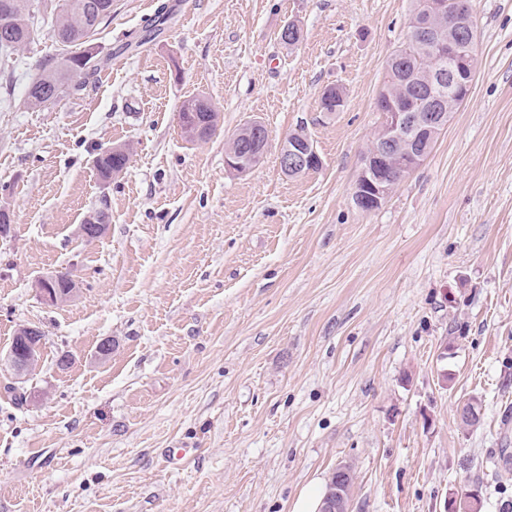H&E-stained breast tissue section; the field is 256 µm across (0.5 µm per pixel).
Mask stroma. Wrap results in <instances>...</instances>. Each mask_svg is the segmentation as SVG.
<instances>
[{
  "label": "stroma",
  "mask_w": 512,
  "mask_h": 512,
  "mask_svg": "<svg viewBox=\"0 0 512 512\" xmlns=\"http://www.w3.org/2000/svg\"><path fill=\"white\" fill-rule=\"evenodd\" d=\"M472 8L470 94L372 212L352 194L412 0H112L81 87L32 107L60 54L41 11L0 60V512H293L340 465L350 512H447L466 485L512 512V0ZM199 96L218 128L193 142L177 111ZM250 120L268 142L239 175L225 146ZM299 129L322 165L289 176ZM60 272L76 293L46 305ZM24 326L44 344L20 380ZM128 156V151L126 152ZM122 152H112L111 149L101 153L97 160V168L103 180L110 179L112 172H120L126 168L127 156Z\"/></svg>",
  "instance_id": "obj_1"
}]
</instances>
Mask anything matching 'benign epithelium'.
<instances>
[{"label":"benign epithelium","mask_w":512,"mask_h":512,"mask_svg":"<svg viewBox=\"0 0 512 512\" xmlns=\"http://www.w3.org/2000/svg\"><path fill=\"white\" fill-rule=\"evenodd\" d=\"M415 22L430 31L431 51L439 65L429 74L427 84L448 86V94L433 95L428 99L427 109L423 112H383L381 113L380 145L363 156L361 171L364 176L363 192L359 200L366 210L377 209L393 189L391 176L386 172L382 161L393 149H398L397 168L403 174H409L419 167L431 152L439 128L447 113L455 108L458 98L455 94L456 69L444 66V62L455 57L458 45L452 37L458 31L465 36V49L469 56H475L477 28L471 5L463 0H426L425 8L415 15ZM264 143H259L253 154L239 155L226 151L224 156L227 168L240 174L250 172L263 159ZM319 160L317 153L291 143H284L279 154V164L284 171L309 170ZM10 366L18 374H25L35 366L31 357H20L15 349L8 354ZM351 472L338 467L336 484L327 493L321 512H349L341 489L343 481L349 479Z\"/></svg>","instance_id":"1"}]
</instances>
